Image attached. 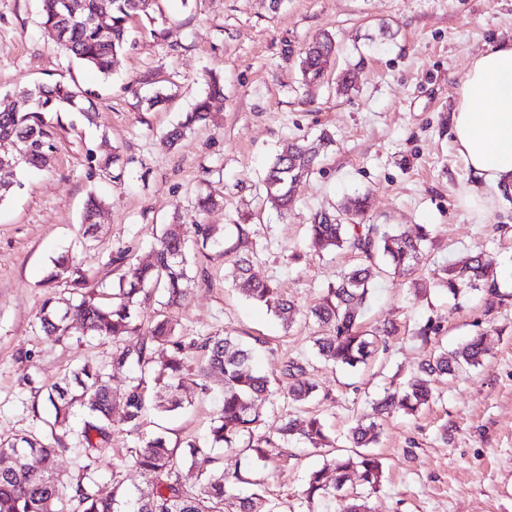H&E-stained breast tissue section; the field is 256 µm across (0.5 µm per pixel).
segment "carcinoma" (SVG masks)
<instances>
[{
  "label": "carcinoma",
  "mask_w": 512,
  "mask_h": 512,
  "mask_svg": "<svg viewBox=\"0 0 512 512\" xmlns=\"http://www.w3.org/2000/svg\"><path fill=\"white\" fill-rule=\"evenodd\" d=\"M40 27L55 45L82 64L108 77L121 65L130 40L128 23L137 16H149L153 0H108V21H98L99 0H41ZM336 55L332 37L323 33L305 47L300 60L304 84L320 82ZM208 91L198 100L185 123L166 133L174 145L185 135V128L205 122L210 117L211 100L222 95L220 79L211 75L206 81ZM18 94L32 99L26 105L16 100L0 109V157L19 154L21 170H45L49 167L61 123L53 116L70 108L82 112L86 119L96 111L93 102L78 106L81 91L68 83L55 82L23 88ZM334 140L323 133L317 141L306 144L292 142L283 147L269 164L263 179L266 199L277 210L286 213L293 205L292 187L310 177L320 154L332 150ZM367 197L348 199L339 215L320 212L309 225L311 248L320 253L329 249L349 247L360 254L362 264L341 274L329 287L326 297L312 308L309 316L324 330L314 337L317 354L340 368L356 369L387 350L386 342L360 326L362 311L370 297L373 265L381 259L395 273L408 274L425 256L429 231L418 234L391 230L386 224H359L357 218L365 211ZM102 202L89 195L84 206L83 223L87 230L98 224ZM188 235L180 223L172 224L158 240L150 262L130 267V280L118 283L110 298L84 290L87 279L70 254H61L54 261L45 283L64 281L78 290L80 325L67 321L62 306H70L68 298L51 297L42 309L41 329L52 342H60L76 334L112 338L111 367L135 365L140 375L132 378L125 392L116 396L108 383L105 365H83L73 374L46 389L44 399L49 417L44 419L50 434L31 432L13 439H0V455L27 451L35 454L40 466L33 468L24 460L0 467V512H256V493H243L245 486L261 485L259 467L269 459L271 438L256 433L262 421V404L273 392L271 379L252 366V350L231 336L213 335L200 340L194 336H178L168 319H160L145 329L136 322L137 297L161 291L163 305H179L185 297L183 283L188 279ZM232 284L246 298L262 305L285 328L296 320L299 309L295 301L284 297L271 282L250 274L249 262L241 258L231 272ZM433 284L448 289L456 298L480 288L494 296L500 295L496 269L481 250L474 251L434 273ZM167 352L157 361L154 354ZM202 352L204 363L192 369L189 355ZM487 354L485 336L475 335L453 351L433 349L422 361L419 374L403 387L388 388L374 402L373 416L360 419L351 431V442L357 448L377 443L381 420L395 413L413 415L433 399L430 382L441 377H454L469 367L482 364ZM212 373L222 375L224 400L213 418L207 438L185 442L184 448L170 445L163 435L142 439L127 449V459L151 476L147 488L128 501L121 494L120 473L112 474L113 494L103 497L91 476L92 466L100 452L109 447L113 427L119 424L126 432H136L148 403L147 381L154 384V406L161 411L181 407L178 394L189 376L201 379ZM305 368L291 361L283 375L290 379L288 395L295 403L309 400L315 387L301 381ZM77 410L86 415L81 431V447L87 463L82 474L71 483L63 482L56 472V457L65 444L55 434ZM276 433L282 439H296L319 449L331 444L323 423L313 417L304 422L286 417ZM243 447L246 462H235L233 469L211 456L214 448ZM183 458L201 463V482L190 487L183 483L177 469ZM359 474L362 486L374 490L383 474L382 463L371 453L358 458L338 456L312 471L307 480L300 512H314L318 501H328L336 493L347 490L351 473Z\"/></svg>",
  "instance_id": "cac0c4a2"
}]
</instances>
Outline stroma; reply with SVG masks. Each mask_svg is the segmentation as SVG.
Listing matches in <instances>:
<instances>
[{"label":"stroma","mask_w":512,"mask_h":512,"mask_svg":"<svg viewBox=\"0 0 512 512\" xmlns=\"http://www.w3.org/2000/svg\"><path fill=\"white\" fill-rule=\"evenodd\" d=\"M132 43L110 76L80 65L39 26V0H0V105L37 83L65 81L89 93L93 120L61 116L52 165L22 173L20 188L0 202V438L41 429L37 390L72 376L87 360L112 357V341L83 336L52 344L40 329L49 295L71 288L43 286L54 258L76 256L89 284L107 295L129 263L150 259L166 224L219 226L220 246L188 257L187 296L168 308L150 300L137 311L149 325L166 316L178 335L232 336L255 349L254 367L273 381L266 428L283 414L318 416L336 453L356 419L390 386L416 372L427 349L418 339L431 326L440 345L454 348L476 334L488 348L482 366L434 384L435 400L418 413L384 421L374 448L384 463L381 484L368 494L371 512H512V199L479 206L462 195L471 180L450 132L449 117L477 53L512 41V0H154L149 17L131 23ZM336 43L323 83L302 84L299 59L321 33ZM354 77L347 93L336 76ZM221 76L224 95L211 118L190 126L176 145L164 134L185 121L204 95L207 73ZM161 89L168 101L146 109L144 96ZM333 136L312 176L298 183L295 205L281 215L265 199L263 177L273 155L292 139ZM119 151L120 178L97 161ZM369 197L367 224L427 227L426 258L413 275L390 271L375 280L362 324L371 331L394 323L386 353L356 371L313 354L317 325L298 318L290 328L240 294L225 274L242 255L251 272L274 281L309 309L338 273L360 261L355 250L308 249L317 212L338 213L354 194ZM105 203L94 233L82 222L88 195ZM215 207L200 212L198 197ZM246 236H239V229ZM484 246L501 280V296L472 290L458 298L433 288L415 295L411 282ZM303 364L318 387L307 404L287 398L282 371ZM209 393L187 384L179 410L147 414L139 433H117L95 464L101 495L112 493V466L138 437L164 434L180 444L203 438L222 404V378ZM327 450L300 440L279 441L263 470L264 498L296 512L309 473Z\"/></svg>","instance_id":"1"}]
</instances>
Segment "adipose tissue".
I'll return each mask as SVG.
<instances>
[{
    "label": "adipose tissue",
    "instance_id": "ef3b65f1",
    "mask_svg": "<svg viewBox=\"0 0 512 512\" xmlns=\"http://www.w3.org/2000/svg\"><path fill=\"white\" fill-rule=\"evenodd\" d=\"M451 134L465 159L471 199L512 185V43L477 56L450 116Z\"/></svg>",
    "mask_w": 512,
    "mask_h": 512
}]
</instances>
